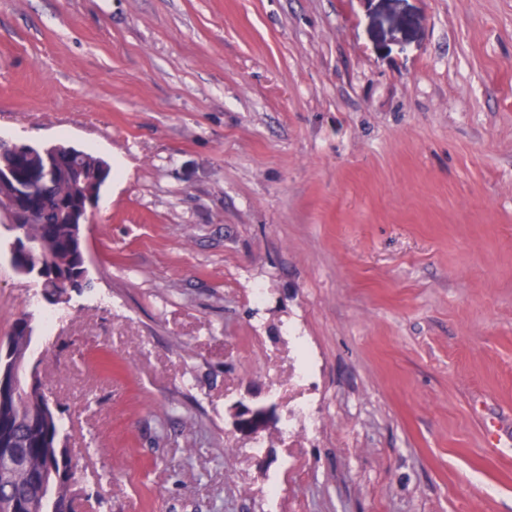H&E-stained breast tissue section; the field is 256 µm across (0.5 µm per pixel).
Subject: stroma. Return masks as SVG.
I'll return each mask as SVG.
<instances>
[{"label": "stroma", "instance_id": "35a3bbf8", "mask_svg": "<svg viewBox=\"0 0 512 512\" xmlns=\"http://www.w3.org/2000/svg\"><path fill=\"white\" fill-rule=\"evenodd\" d=\"M0 137L111 167L93 290L0 226L81 512H512V0H0ZM232 430L243 439L254 440L275 420V406L238 400L230 406Z\"/></svg>", "mask_w": 512, "mask_h": 512}]
</instances>
